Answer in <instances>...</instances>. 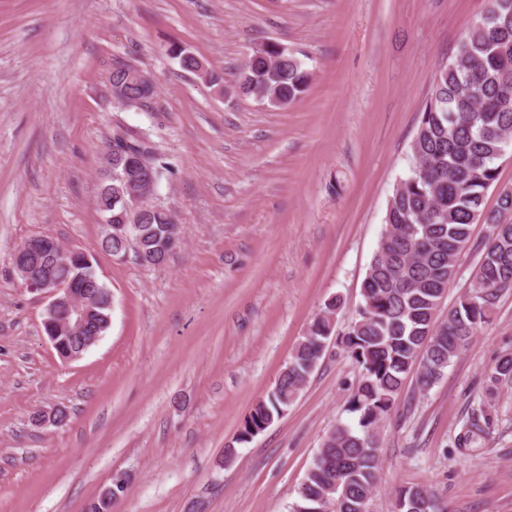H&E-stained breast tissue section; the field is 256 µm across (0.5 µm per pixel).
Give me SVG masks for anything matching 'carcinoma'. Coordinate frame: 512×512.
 I'll return each instance as SVG.
<instances>
[{
    "label": "carcinoma",
    "instance_id": "1",
    "mask_svg": "<svg viewBox=\"0 0 512 512\" xmlns=\"http://www.w3.org/2000/svg\"><path fill=\"white\" fill-rule=\"evenodd\" d=\"M146 73L131 65L112 69V79L126 89L119 103L138 107L150 98L156 83H135L128 77ZM312 74L296 55L276 43H262L247 56L236 78L237 95L257 103L283 107L301 98ZM512 89V0H488L461 39L456 54L436 72L429 98L410 145V173L391 196L385 229L361 283L362 303L344 328L338 327L341 299L333 296L314 315L295 344L266 398L245 418L236 439L247 443L283 417L317 369L333 342L360 368L358 385L349 400L357 426L338 424L326 436L299 488L289 512H364L380 469L378 427L395 405L407 377L417 375L419 390L427 391L445 374L453 359L489 321L499 294L512 289V189L499 192L497 208H485L488 188L498 176L499 161L512 147V105L504 107L505 88ZM112 148L123 159L154 155L139 132L117 120ZM124 193L117 179L97 188V207L110 223H121L123 208L114 198ZM482 222L490 233L479 244L480 258L467 291L443 312L448 285L459 275L460 261L471 241L472 227ZM131 238L141 236L142 248L160 265L180 242V227L163 210L144 216ZM52 279L84 287L96 277L81 252L76 257H44ZM90 324L105 333L112 296L99 282L92 285ZM51 339L64 359L81 347L83 338L55 325ZM512 382V353L498 359L487 375L485 399ZM479 419L470 418L458 444L475 443L486 433ZM114 492L99 493L88 512H114L120 483ZM397 498L402 512H444L422 486L402 487Z\"/></svg>",
    "mask_w": 512,
    "mask_h": 512
}]
</instances>
